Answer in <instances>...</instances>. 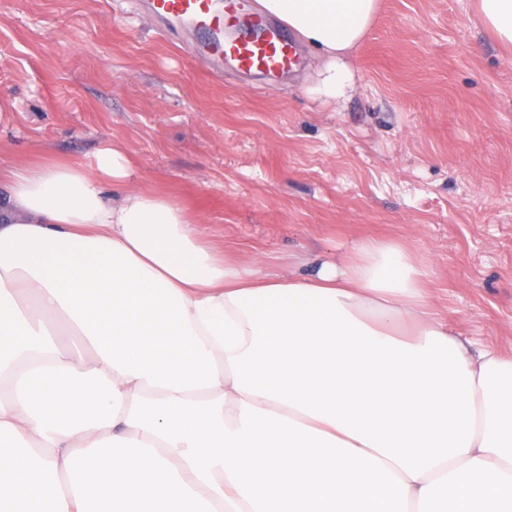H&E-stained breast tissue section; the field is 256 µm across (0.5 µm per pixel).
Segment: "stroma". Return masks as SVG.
Returning <instances> with one entry per match:
<instances>
[{
    "instance_id": "35a3bbf8",
    "label": "stroma",
    "mask_w": 512,
    "mask_h": 512,
    "mask_svg": "<svg viewBox=\"0 0 512 512\" xmlns=\"http://www.w3.org/2000/svg\"><path fill=\"white\" fill-rule=\"evenodd\" d=\"M202 39L144 0H0V157L119 142L137 187L264 270L307 275L369 235L414 246L455 333L512 355V56L471 0H380L334 99L303 46L266 77L216 70Z\"/></svg>"
}]
</instances>
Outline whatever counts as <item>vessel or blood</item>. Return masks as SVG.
I'll use <instances>...</instances> for the list:
<instances>
[{
	"label": "vessel or blood",
	"mask_w": 512,
	"mask_h": 512,
	"mask_svg": "<svg viewBox=\"0 0 512 512\" xmlns=\"http://www.w3.org/2000/svg\"><path fill=\"white\" fill-rule=\"evenodd\" d=\"M149 7L156 16L202 30L200 53L216 64L229 60L247 72L274 73L294 62L285 31L252 10L238 18L232 0H149Z\"/></svg>",
	"instance_id": "1"
}]
</instances>
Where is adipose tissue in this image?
Segmentation results:
<instances>
[{"instance_id": "ef3b65f1", "label": "adipose tissue", "mask_w": 512, "mask_h": 512, "mask_svg": "<svg viewBox=\"0 0 512 512\" xmlns=\"http://www.w3.org/2000/svg\"><path fill=\"white\" fill-rule=\"evenodd\" d=\"M258 2L342 92L378 0ZM473 3L511 48L512 0ZM135 175L113 141L0 166V512H512V356L416 249L264 272Z\"/></svg>"}]
</instances>
